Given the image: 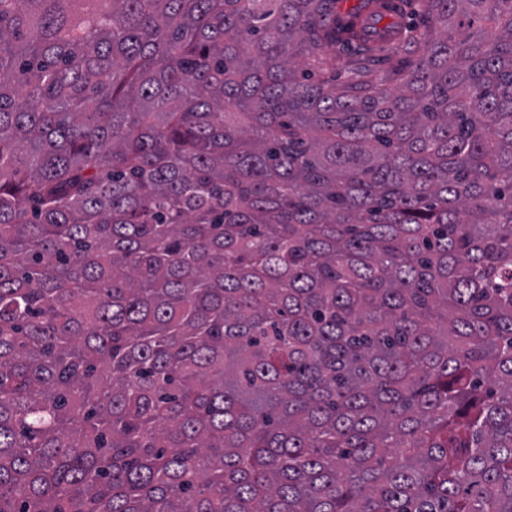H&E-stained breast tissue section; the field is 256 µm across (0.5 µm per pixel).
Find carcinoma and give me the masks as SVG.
<instances>
[{
  "mask_svg": "<svg viewBox=\"0 0 512 512\" xmlns=\"http://www.w3.org/2000/svg\"><path fill=\"white\" fill-rule=\"evenodd\" d=\"M0 0V512H512V0ZM406 57L402 48L387 47L379 53V61L367 71L362 79L373 80L379 79L383 75L390 73L393 70L399 69L402 66V61Z\"/></svg>",
  "mask_w": 512,
  "mask_h": 512,
  "instance_id": "obj_1",
  "label": "carcinoma"
}]
</instances>
